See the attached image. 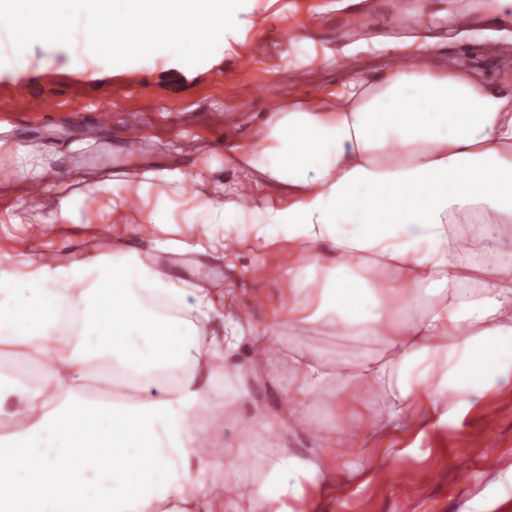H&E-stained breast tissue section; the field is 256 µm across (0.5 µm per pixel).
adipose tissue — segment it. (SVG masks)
Here are the masks:
<instances>
[{
  "label": "adipose tissue",
  "instance_id": "ef3b65f1",
  "mask_svg": "<svg viewBox=\"0 0 512 512\" xmlns=\"http://www.w3.org/2000/svg\"><path fill=\"white\" fill-rule=\"evenodd\" d=\"M238 170L288 201L233 234L245 208L217 186L210 248L285 246L302 258L281 317L263 325L244 328L230 298L132 256L42 263L22 277L0 267V416L14 428L0 437L13 490L0 512L35 502L42 512H318L360 480L333 457L337 443L399 431L415 405L423 428L446 425L512 383V235L502 232L512 223V89L417 55L272 113ZM214 317L224 335L203 342L196 322ZM285 322L333 326L383 350L334 363L290 352L287 426L302 424L325 381L348 387V426L305 453L259 456L245 482L233 472L249 443L238 433L210 441L199 416L266 426L262 410L242 412V393L217 399L214 376L249 368ZM94 373L137 399L89 397ZM87 448L107 467L90 468ZM217 468L223 481L210 476Z\"/></svg>",
  "mask_w": 512,
  "mask_h": 512
}]
</instances>
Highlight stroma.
Returning a JSON list of instances; mask_svg holds the SVG:
<instances>
[{
    "instance_id": "1",
    "label": "stroma",
    "mask_w": 512,
    "mask_h": 512,
    "mask_svg": "<svg viewBox=\"0 0 512 512\" xmlns=\"http://www.w3.org/2000/svg\"><path fill=\"white\" fill-rule=\"evenodd\" d=\"M391 2L245 0L236 29L196 66L152 55L106 69L89 59L79 76L70 65L76 47L56 43L33 44L27 71L0 64V264L23 272L49 250L64 263L132 251L174 280L232 298L246 323H266L280 311L288 270L299 258L280 246L246 245L229 256L200 250L182 223L187 214L198 224L213 220L204 206L209 191L194 182L195 174L214 184L234 181V152L259 139L270 113L291 100L306 104L336 94L348 77L340 64L348 48L358 49L356 73L364 77L396 63L400 46L426 41L429 64L459 66L487 83L512 86V68L499 63L512 57V22L492 21L493 0H427L423 15L417 0H401L397 15ZM461 17L466 25H458ZM34 99L46 101L47 111H30ZM219 112L227 128L212 127ZM132 113L142 116L134 142L125 128ZM23 163L68 182L83 203L79 223H56L59 201L43 182L17 181ZM156 171L183 176L153 181L148 190L149 200L168 197L175 219L168 232L108 212L110 199ZM102 182L111 184V194L95 192ZM102 227L111 244L99 243ZM279 341L281 352L302 345L333 361L379 349L324 325L302 333L282 328ZM287 381L279 363L247 374L249 402L279 407ZM336 456L363 467L369 480L325 512H512V498L502 493L512 475V385L422 439L374 437Z\"/></svg>"
}]
</instances>
